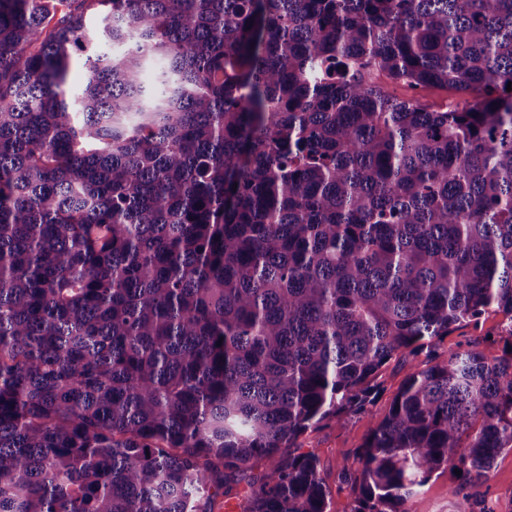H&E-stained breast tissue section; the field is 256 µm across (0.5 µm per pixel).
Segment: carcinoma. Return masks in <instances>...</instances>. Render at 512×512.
<instances>
[{
  "label": "carcinoma",
  "instance_id": "1",
  "mask_svg": "<svg viewBox=\"0 0 512 512\" xmlns=\"http://www.w3.org/2000/svg\"><path fill=\"white\" fill-rule=\"evenodd\" d=\"M510 82L512 0H0V512H211L256 458L242 512H327L283 449L352 414L353 512L487 477L512 351L438 349L512 315ZM382 82L392 95L400 98L415 95L421 104L433 110L448 109V106H454L467 98L465 94L457 93L451 89L429 87L414 92L403 84L392 83L385 78H382ZM425 358L423 355L412 358L407 361L392 360L389 364L382 368L378 377L381 391L374 407L377 417H382L388 410L395 394L404 384L407 375L416 368L424 367Z\"/></svg>",
  "mask_w": 512,
  "mask_h": 512
}]
</instances>
